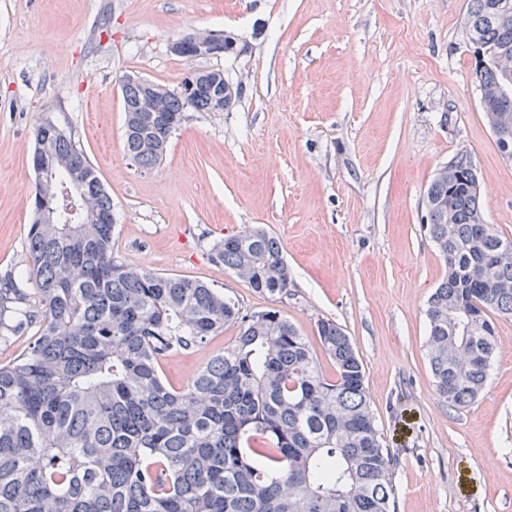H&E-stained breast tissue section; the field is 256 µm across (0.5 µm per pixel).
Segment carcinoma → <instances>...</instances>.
I'll list each match as a JSON object with an SVG mask.
<instances>
[{
  "label": "carcinoma",
  "instance_id": "carcinoma-1",
  "mask_svg": "<svg viewBox=\"0 0 512 512\" xmlns=\"http://www.w3.org/2000/svg\"><path fill=\"white\" fill-rule=\"evenodd\" d=\"M493 0H469L463 29L503 56L480 70V87L512 124V100L495 92L512 70V17ZM164 99L154 123L125 113V151L156 165L191 108ZM33 132L42 172L27 234L38 303L10 275L0 279V329L34 326L25 349L0 365V512H394L392 456L383 447L363 364L344 330L317 323L335 377L276 309L244 314L204 282L128 268L112 255V200L70 132ZM84 194L81 222L44 203L49 189ZM468 154L441 168L425 195L426 229L448 272L428 300L429 364L440 398L465 407L479 395L497 350L492 317H512V240L485 223ZM217 261L261 294L288 292L280 241L262 228L213 246ZM237 336L190 380L174 387L163 360L224 331Z\"/></svg>",
  "mask_w": 512,
  "mask_h": 512
}]
</instances>
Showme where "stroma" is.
Returning <instances> with one entry per match:
<instances>
[{"label":"stroma","instance_id":"stroma-1","mask_svg":"<svg viewBox=\"0 0 512 512\" xmlns=\"http://www.w3.org/2000/svg\"><path fill=\"white\" fill-rule=\"evenodd\" d=\"M468 0H0V277L28 270L33 129L79 141L112 198V254L207 283L242 312L279 309L317 343L329 319L362 360L392 458L395 512H512V352L463 408L439 398L427 301L446 273L423 221L439 169L467 153L486 223L512 239V161L483 111L463 39ZM229 31L234 54L189 61L173 40ZM243 81L227 112H188L163 159L124 151L121 87L177 89L193 70ZM261 226L286 294L255 292L212 248ZM163 362L181 386L231 344Z\"/></svg>","mask_w":512,"mask_h":512}]
</instances>
